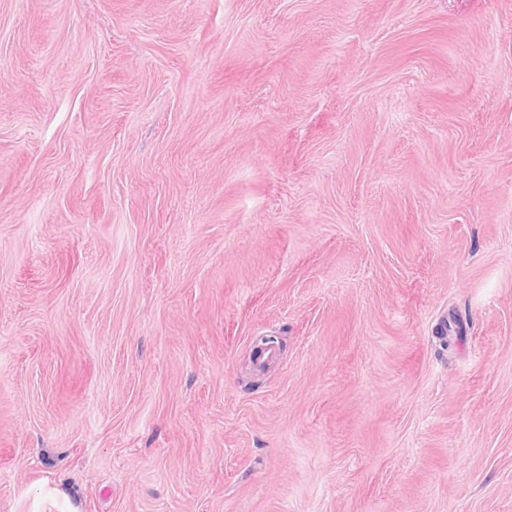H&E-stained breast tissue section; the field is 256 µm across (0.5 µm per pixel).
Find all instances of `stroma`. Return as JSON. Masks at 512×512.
Instances as JSON below:
<instances>
[{
  "label": "stroma",
  "mask_w": 512,
  "mask_h": 512,
  "mask_svg": "<svg viewBox=\"0 0 512 512\" xmlns=\"http://www.w3.org/2000/svg\"><path fill=\"white\" fill-rule=\"evenodd\" d=\"M0 512H512V0H0Z\"/></svg>",
  "instance_id": "obj_1"
}]
</instances>
